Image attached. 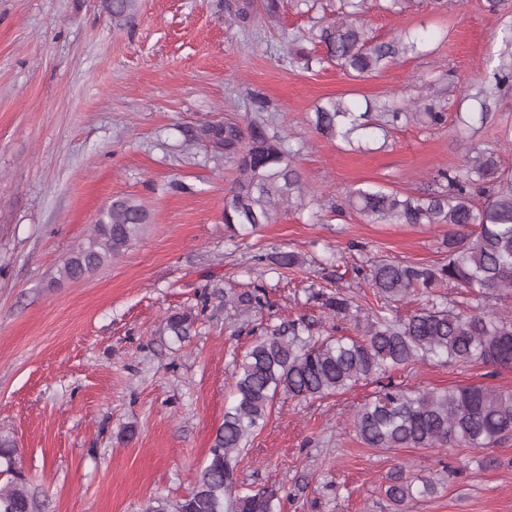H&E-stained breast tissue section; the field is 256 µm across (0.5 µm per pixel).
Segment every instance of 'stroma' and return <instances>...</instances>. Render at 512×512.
Listing matches in <instances>:
<instances>
[{"label":"stroma","mask_w":512,"mask_h":512,"mask_svg":"<svg viewBox=\"0 0 512 512\" xmlns=\"http://www.w3.org/2000/svg\"><path fill=\"white\" fill-rule=\"evenodd\" d=\"M109 0H0V435L14 440L41 512H140L155 496L177 500L195 485L224 421L235 364L251 336L224 319V287L269 285L274 320L306 314L317 263L342 252L445 261L444 230L381 224L342 209L350 189L417 194L437 170L464 164V143L493 150L512 170V90L485 98L477 75L500 63L512 0H415L402 14L368 0L374 42L409 32L416 50L356 78L321 62L310 39L336 0L280 16L255 7L231 22L238 0H135L117 24ZM425 97L441 126L400 122L362 146L315 129L330 98L358 110ZM283 130L306 195L254 233L224 229L236 175L209 125L253 116ZM141 203L137 243L77 281L63 260L112 200ZM304 255L278 275L253 257ZM192 314L189 336L165 328ZM395 382L415 389L512 390V368L418 361ZM377 390L280 399L241 455L237 484L289 493L282 512H512V436L496 445L397 448L363 444L351 417ZM439 480L436 494L402 506L385 496L388 474Z\"/></svg>","instance_id":"stroma-1"}]
</instances>
